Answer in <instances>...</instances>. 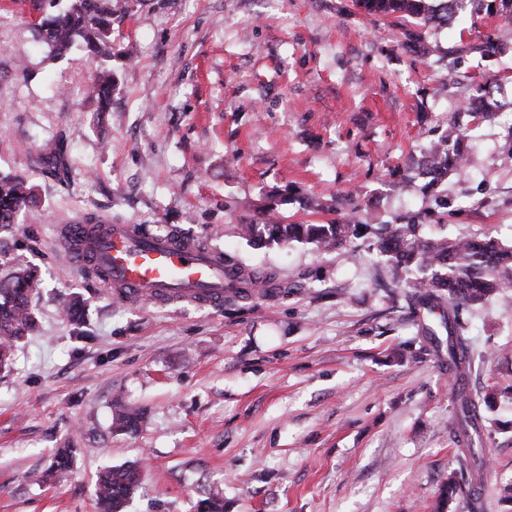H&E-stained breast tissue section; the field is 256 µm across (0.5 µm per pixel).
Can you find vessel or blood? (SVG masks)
Segmentation results:
<instances>
[{
  "label": "vessel or blood",
  "mask_w": 512,
  "mask_h": 512,
  "mask_svg": "<svg viewBox=\"0 0 512 512\" xmlns=\"http://www.w3.org/2000/svg\"><path fill=\"white\" fill-rule=\"evenodd\" d=\"M58 246L110 296L121 300L214 306L237 285L217 252L105 217L67 227Z\"/></svg>",
  "instance_id": "vessel-or-blood-1"
}]
</instances>
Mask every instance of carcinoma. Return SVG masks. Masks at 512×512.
<instances>
[{"mask_svg":"<svg viewBox=\"0 0 512 512\" xmlns=\"http://www.w3.org/2000/svg\"><path fill=\"white\" fill-rule=\"evenodd\" d=\"M444 13L436 11L430 0H356L369 13L394 15L407 23L404 36L414 46L425 49L422 28L436 21L456 18L464 0H444ZM36 12L33 27L52 56H60L76 42L102 60L112 58V0H69L67 8L54 13V0H33ZM115 78L112 69L102 68L89 88L97 111L109 109ZM469 108L475 117L486 119L489 112L488 85L473 89ZM464 145L459 129L450 124L448 133L431 148L427 167L429 188L450 172L461 170ZM29 188L18 176H0V230L15 222L18 212L28 205ZM267 207V217L239 225L240 234L257 245L288 246L294 242L311 243L331 251L351 241L352 218L336 224H276ZM379 250L389 256L398 284L403 290L412 317L421 324L431 341H439L444 331L448 341V386L455 413L449 422V434L460 449L456 467L444 483L440 503L449 506L464 500L469 512H485L482 494L487 465L474 449L473 436L485 431L483 410L494 409L498 392L491 386L473 395L467 385L474 365L484 361L470 336L469 312L494 297L503 296L512 282V249L502 247L494 238L448 239L427 237L417 224H379L371 228ZM40 286L38 272L30 266L10 267L0 278V367L8 364L15 344L34 326L33 298ZM144 413L134 409L118 414L117 428L135 433ZM140 473L133 465L113 466L97 480L96 496L100 512H124L140 485Z\"/></svg>","mask_w":512,"mask_h":512,"instance_id":"cac0c4a2","label":"carcinoma"}]
</instances>
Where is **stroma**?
Masks as SVG:
<instances>
[{"label": "stroma", "instance_id": "stroma-1", "mask_svg": "<svg viewBox=\"0 0 512 512\" xmlns=\"http://www.w3.org/2000/svg\"><path fill=\"white\" fill-rule=\"evenodd\" d=\"M496 2L424 28L423 56L397 18L354 0H113L117 86L100 113L84 89L101 60L78 44L52 59L29 0H0V175L35 192L0 250L42 279L35 328L0 368V512H97L98 472L127 462L143 487L125 512H197L216 493L224 512H435L457 454L447 356L366 227L512 244V24ZM479 80L498 105L486 122L465 106ZM452 122L465 164L427 188L424 153ZM51 138L58 177L39 157ZM328 194L335 210L309 207ZM283 195L276 222L352 212L365 230L327 253L239 236ZM100 215L179 232L265 286L219 308L112 298L57 244L61 225ZM74 296L78 325L63 310ZM470 324L487 352L470 386L501 388L492 415L510 420L512 300ZM407 342L420 357L393 361ZM125 407L145 414L137 434L113 426ZM483 446L486 512H512L495 487L512 480V433ZM59 448L75 451L62 476Z\"/></svg>", "mask_w": 512, "mask_h": 512}]
</instances>
